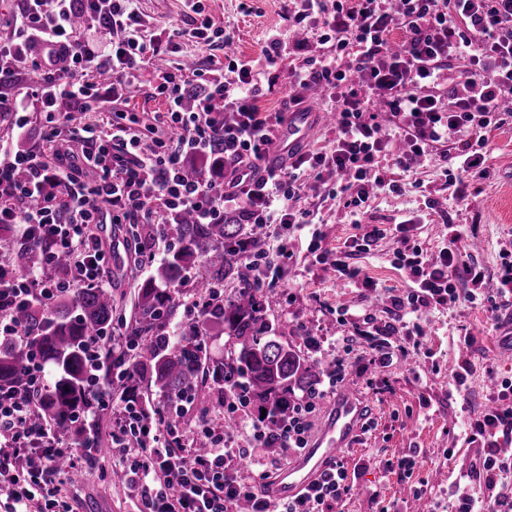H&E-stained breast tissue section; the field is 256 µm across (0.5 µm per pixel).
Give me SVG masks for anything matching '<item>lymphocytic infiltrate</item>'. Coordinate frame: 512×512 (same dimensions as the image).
<instances>
[{
    "label": "lymphocytic infiltrate",
    "instance_id": "1",
    "mask_svg": "<svg viewBox=\"0 0 512 512\" xmlns=\"http://www.w3.org/2000/svg\"><path fill=\"white\" fill-rule=\"evenodd\" d=\"M136 2L19 0L9 32L0 38V116L10 115L13 130L23 135L31 113L45 115L39 146H0V224L21 225L23 238L47 240L54 248L23 274L0 260L1 340L25 343L14 310L50 303L61 290L50 273L55 256L71 260L78 286L106 283L110 249L89 233V225L154 224L165 233L184 214L200 224H221L235 213L278 241L272 254L252 252L246 240L239 245L250 256L249 281L259 288L292 257L289 225L314 221L311 212L292 206L308 185H337L357 214L371 195L400 190L397 181L378 173L380 157L406 170L439 145L450 185L461 188L466 180L491 176L484 165L487 132L512 119L502 108L512 101V0H288L285 19L298 38L289 44L280 31L270 32L258 60L230 53L223 25L206 14L202 0H190L191 28H173L168 38L225 46L215 62L225 73L221 79L212 78V69H190L171 58ZM100 27L112 34L108 44L94 37ZM397 31L406 34L399 43L392 39ZM280 60L287 64L291 104H301L311 87L328 90L336 136L274 167L265 159L285 113L262 107L269 91L260 65ZM452 71L465 77L466 96L449 88ZM21 73L33 74V82L7 86ZM103 75L111 77L113 89L145 86L163 98L162 123L178 130V138L156 137L145 148L133 125L106 135L95 125L76 124L75 114L100 111ZM192 83L203 93L187 109L184 94ZM228 111L236 112L235 124H224ZM64 136L80 144L79 153L58 151ZM218 146L231 177L217 196L209 173L188 178L184 163ZM20 170L25 180H17ZM89 171L94 180H86ZM396 258L412 290L391 303L412 313L459 300V280L482 282L452 243L434 259L418 246ZM44 369L31 359L27 392L0 389V483L7 486L12 512H32L44 495L59 493L68 475L58 460L74 463L92 454L59 445L51 427L29 426L27 394L42 390ZM223 402L225 414L248 435V447H235L223 425L206 420L195 437L204 452L179 448L175 428L157 424L132 402L119 408L111 431L114 468L139 502L138 512H235L243 499L251 501V512H332L348 494L340 462L299 497L275 503L264 491L282 460L307 448L313 395L297 398L288 418L274 422L255 416L243 391L225 394ZM272 440L279 446L275 455L267 451Z\"/></svg>",
    "mask_w": 512,
    "mask_h": 512
}]
</instances>
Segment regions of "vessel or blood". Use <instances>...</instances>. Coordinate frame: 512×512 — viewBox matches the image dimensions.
Returning <instances> with one entry per match:
<instances>
[{"label": "vessel or blood", "mask_w": 512, "mask_h": 512, "mask_svg": "<svg viewBox=\"0 0 512 512\" xmlns=\"http://www.w3.org/2000/svg\"><path fill=\"white\" fill-rule=\"evenodd\" d=\"M312 120L313 112L306 108L289 113L275 150L276 157L286 159L300 150L310 136ZM364 416L365 404L356 391L338 395L322 433L311 448L271 479L267 487L269 498L275 502L291 498L320 481L358 436Z\"/></svg>", "instance_id": "1"}]
</instances>
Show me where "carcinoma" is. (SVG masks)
<instances>
[{"mask_svg": "<svg viewBox=\"0 0 512 512\" xmlns=\"http://www.w3.org/2000/svg\"><path fill=\"white\" fill-rule=\"evenodd\" d=\"M177 232L178 246L137 287L134 317L126 327L137 348L120 354L102 348L97 373L108 383L112 365L125 362L129 366L123 384L125 399L144 407L141 391H159L167 406L152 405L149 413L162 420L183 399L206 406L210 401L206 383L224 387L227 370L242 379L257 414L287 418L296 392H315L323 363L267 335V319L276 299L261 288L246 286L248 273L243 271V253L237 248L240 240L247 239L253 250H261L262 235L231 219L197 224L188 214L181 218ZM156 236L155 225H135L139 258L149 259ZM49 248L45 241H26L16 259L33 268L42 263ZM198 264L204 274L193 287L183 289L184 272ZM231 280L240 284L232 295L214 294V288ZM186 293L201 301L213 299L201 321L224 326L232 340L224 359H211L204 337L194 328L178 339L167 335ZM112 312V289L91 287L63 289L48 306L36 303L16 309L15 319L27 331L28 341L24 345L0 341V388L26 389L23 370L34 356L56 367L53 380L31 400L30 424H52L58 434L73 435L86 448L108 447L97 428L81 427L73 419L81 408H98L88 346L101 329L112 325Z\"/></svg>", "mask_w": 512, "mask_h": 512, "instance_id": "carcinoma-1", "label": "carcinoma"}]
</instances>
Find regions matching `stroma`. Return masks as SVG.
Returning a JSON list of instances; mask_svg holds the SVG:
<instances>
[{
    "label": "stroma",
    "instance_id": "35a3bbf8",
    "mask_svg": "<svg viewBox=\"0 0 512 512\" xmlns=\"http://www.w3.org/2000/svg\"><path fill=\"white\" fill-rule=\"evenodd\" d=\"M205 6L231 31L230 49L242 57H259L266 34L286 28L282 0H205ZM138 8L162 42L172 28L190 24L183 0H139ZM488 138L486 164L494 176L468 182L465 197L448 186L436 157L407 172L384 163L386 177L402 190L370 199L357 220L341 196L325 188L296 203L314 211L315 221L289 230L294 256L264 281L278 297L269 315L270 333L306 357L341 364L345 382L368 410V432L343 454L352 490L334 512H413L417 502L422 512H454L459 496L489 491L472 477L483 442L497 444L501 455L512 459L510 431H491L481 442L470 439L475 419L504 408L501 385L512 382V362L495 357L505 319L512 316V296L498 295L501 268L512 261V122L491 130ZM409 218L413 228L400 233L398 223ZM374 226L384 229V239L363 252L347 248L358 228ZM453 234L460 253L484 274L481 285L458 283L461 292H475L476 302L428 307L412 318L390 311L391 296L409 290L396 252L418 245L434 257ZM314 235L325 251L320 261L307 250ZM333 262L363 268L379 293L327 273ZM111 271L113 318L126 323L148 270L125 247ZM416 342L421 349L415 353ZM464 364L470 368L466 384L454 386L452 378ZM411 453L417 463L402 474L392 462ZM80 471V480L62 487L60 512H134L130 490L112 478L108 451L81 461ZM489 492L504 501L503 512H512V470Z\"/></svg>",
    "mask_w": 512,
    "mask_h": 512
}]
</instances>
